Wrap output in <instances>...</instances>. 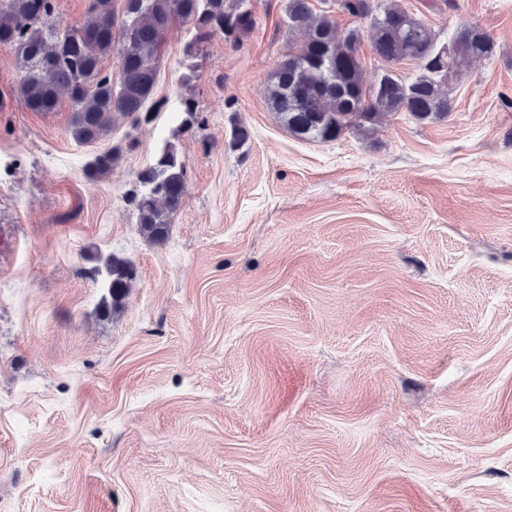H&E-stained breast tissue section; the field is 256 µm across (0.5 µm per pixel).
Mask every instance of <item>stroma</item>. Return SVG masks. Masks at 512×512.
Returning a JSON list of instances; mask_svg holds the SVG:
<instances>
[{
    "mask_svg": "<svg viewBox=\"0 0 512 512\" xmlns=\"http://www.w3.org/2000/svg\"><path fill=\"white\" fill-rule=\"evenodd\" d=\"M400 3L495 55L460 63L447 118L331 142L267 102L303 47L282 0L186 85L173 24L160 111L89 144L9 96L0 47V512H512V0ZM168 142L187 192L157 246L125 195ZM111 253L136 279L103 319ZM122 151V145H115L109 150L95 155L86 165L87 175L90 178H97L112 172V168Z\"/></svg>",
    "mask_w": 512,
    "mask_h": 512,
    "instance_id": "1",
    "label": "stroma"
}]
</instances>
